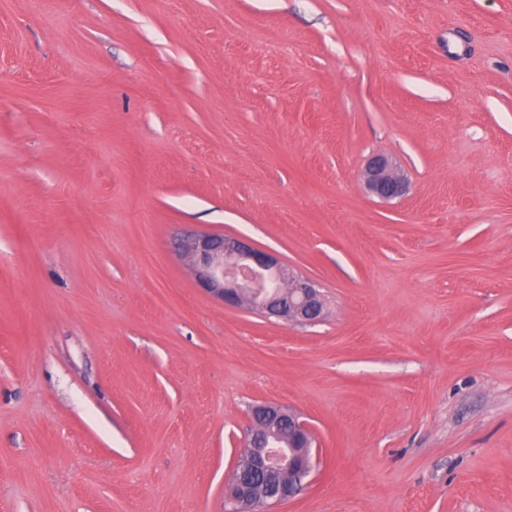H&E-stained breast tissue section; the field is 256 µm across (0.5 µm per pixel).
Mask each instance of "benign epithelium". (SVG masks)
<instances>
[{
    "label": "benign epithelium",
    "mask_w": 512,
    "mask_h": 512,
    "mask_svg": "<svg viewBox=\"0 0 512 512\" xmlns=\"http://www.w3.org/2000/svg\"><path fill=\"white\" fill-rule=\"evenodd\" d=\"M363 177L369 192L380 199L406 191L404 180L383 154L369 159ZM175 249L189 260L198 286L227 306L246 301L266 316L301 323L318 322L325 316L317 283L271 252L210 233L184 235L175 242ZM251 417L249 451L238 459L224 486L231 512H259L263 506L295 498L314 467V436L299 414L267 403L254 406Z\"/></svg>",
    "instance_id": "1"
}]
</instances>
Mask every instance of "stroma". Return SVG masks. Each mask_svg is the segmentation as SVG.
Returning a JSON list of instances; mask_svg holds the SVG:
<instances>
[{
  "instance_id": "obj_1",
  "label": "stroma",
  "mask_w": 512,
  "mask_h": 512,
  "mask_svg": "<svg viewBox=\"0 0 512 512\" xmlns=\"http://www.w3.org/2000/svg\"><path fill=\"white\" fill-rule=\"evenodd\" d=\"M187 233L325 318L210 297ZM264 402L317 455L269 512H512V0H12L0 512H229ZM363 177L369 192L380 199L396 198L406 191L404 180L396 174L390 159L383 154L369 159ZM175 249L189 260L198 286L224 305L235 307L246 301L261 314L301 323L325 316L317 283L271 252L210 233L181 236ZM273 283L278 287L270 288Z\"/></svg>"
}]
</instances>
